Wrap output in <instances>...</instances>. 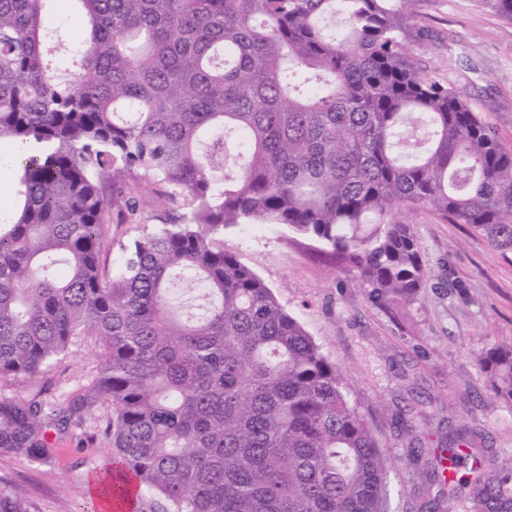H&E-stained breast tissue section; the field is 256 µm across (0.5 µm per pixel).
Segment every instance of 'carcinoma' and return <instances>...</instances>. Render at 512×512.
Returning <instances> with one entry per match:
<instances>
[{"mask_svg": "<svg viewBox=\"0 0 512 512\" xmlns=\"http://www.w3.org/2000/svg\"><path fill=\"white\" fill-rule=\"evenodd\" d=\"M47 0H0V143L21 196L0 221V378H34L79 336L104 348L67 405L0 398V451L46 463L48 433L98 406L111 496L161 512H389L388 463L331 361L224 231L285 226L369 289L429 280L397 206L512 252V153L407 43L414 0H75L79 72L49 71ZM512 21V0H477ZM423 119V146L409 143ZM149 177L176 214L107 274L106 185ZM512 400V344L477 358ZM448 431L421 512H512V462ZM0 512H28L0 489Z\"/></svg>", "mask_w": 512, "mask_h": 512, "instance_id": "cac0c4a2", "label": "carcinoma"}]
</instances>
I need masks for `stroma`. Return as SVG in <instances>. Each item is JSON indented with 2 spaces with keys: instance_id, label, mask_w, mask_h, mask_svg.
<instances>
[{
  "instance_id": "stroma-1",
  "label": "stroma",
  "mask_w": 512,
  "mask_h": 512,
  "mask_svg": "<svg viewBox=\"0 0 512 512\" xmlns=\"http://www.w3.org/2000/svg\"><path fill=\"white\" fill-rule=\"evenodd\" d=\"M411 48L422 69L451 82L496 130L512 153V22L476 0H415ZM51 19L64 48L52 49L51 68L69 65L84 20L69 0H55ZM134 199V220L121 209L109 215L106 235L115 266L121 247L166 219L158 186L137 177L113 189ZM396 220L413 225L430 273L419 301L387 310L369 291L334 267L312 241L283 226L256 225L225 233L224 248L237 254L273 289L323 352L343 368V387L381 442L388 459L391 512H418L426 492V461L411 456L407 438L393 426L404 415L427 448L443 446L449 428L481 433L498 460H512V401L491 397L477 351L512 343V253L496 250L463 224L442 221L431 209L397 207ZM104 349L80 337L68 355L32 379H0V396L43 392L49 407L64 406L97 372ZM111 412L95 409L82 425L55 433L56 455L35 464L0 452V488L17 495L29 512H104L92 482L111 468Z\"/></svg>"
}]
</instances>
